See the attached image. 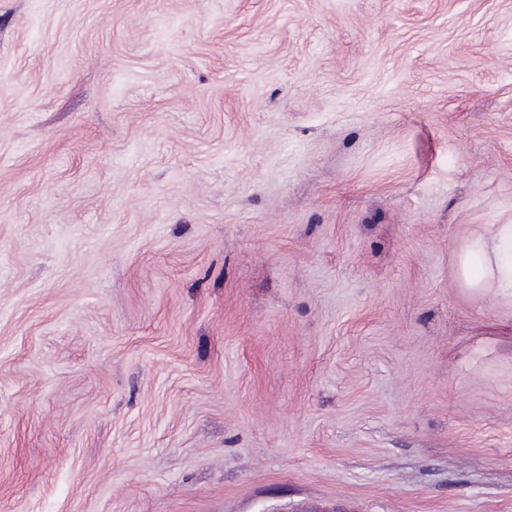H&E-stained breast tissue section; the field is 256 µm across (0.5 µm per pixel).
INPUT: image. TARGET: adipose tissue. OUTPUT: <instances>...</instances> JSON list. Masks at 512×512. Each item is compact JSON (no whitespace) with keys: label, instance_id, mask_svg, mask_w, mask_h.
<instances>
[{"label":"adipose tissue","instance_id":"1","mask_svg":"<svg viewBox=\"0 0 512 512\" xmlns=\"http://www.w3.org/2000/svg\"><path fill=\"white\" fill-rule=\"evenodd\" d=\"M457 275L474 297H494L512 306V221L486 225L456 259Z\"/></svg>","mask_w":512,"mask_h":512}]
</instances>
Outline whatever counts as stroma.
I'll use <instances>...</instances> for the list:
<instances>
[{"instance_id":"obj_1","label":"stroma","mask_w":512,"mask_h":512,"mask_svg":"<svg viewBox=\"0 0 512 512\" xmlns=\"http://www.w3.org/2000/svg\"><path fill=\"white\" fill-rule=\"evenodd\" d=\"M512 0H0V512H512ZM456 268L474 297L492 296L512 307V221L485 224L459 251Z\"/></svg>"}]
</instances>
